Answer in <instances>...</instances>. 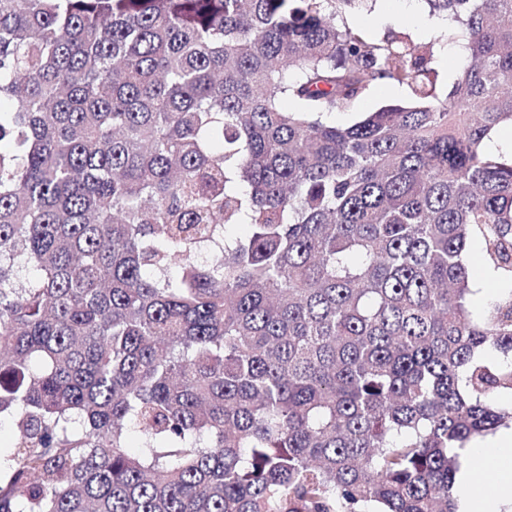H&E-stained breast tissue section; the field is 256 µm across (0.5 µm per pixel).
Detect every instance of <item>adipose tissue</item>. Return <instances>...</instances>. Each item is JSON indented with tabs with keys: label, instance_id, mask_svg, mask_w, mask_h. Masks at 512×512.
I'll use <instances>...</instances> for the list:
<instances>
[{
	"label": "adipose tissue",
	"instance_id": "1",
	"mask_svg": "<svg viewBox=\"0 0 512 512\" xmlns=\"http://www.w3.org/2000/svg\"><path fill=\"white\" fill-rule=\"evenodd\" d=\"M464 467L458 475L454 495L460 512H512V430L463 449ZM495 475L491 484L476 482L479 470Z\"/></svg>",
	"mask_w": 512,
	"mask_h": 512
}]
</instances>
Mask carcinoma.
Returning a JSON list of instances; mask_svg holds the SVG:
<instances>
[{
    "mask_svg": "<svg viewBox=\"0 0 512 512\" xmlns=\"http://www.w3.org/2000/svg\"><path fill=\"white\" fill-rule=\"evenodd\" d=\"M363 2L0 0V512H457L512 426V0H426L445 94ZM382 87L377 83L373 90L366 96L357 100L349 107H336L332 110L329 120L339 126H346L359 119L367 112H376L384 105L395 103H409L410 94L405 86L387 81Z\"/></svg>",
    "mask_w": 512,
    "mask_h": 512,
    "instance_id": "carcinoma-1",
    "label": "carcinoma"
}]
</instances>
